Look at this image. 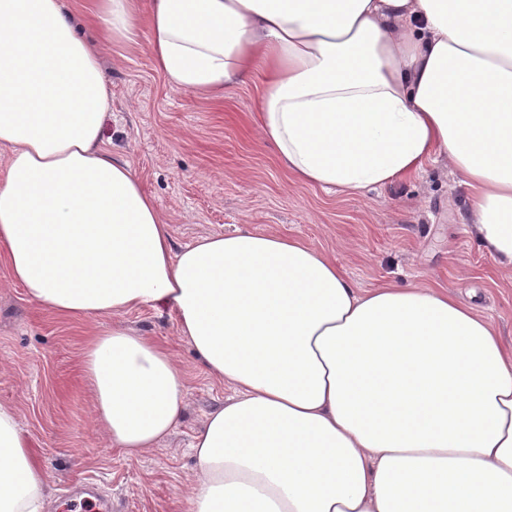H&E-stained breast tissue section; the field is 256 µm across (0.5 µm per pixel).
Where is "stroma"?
Returning a JSON list of instances; mask_svg holds the SVG:
<instances>
[{"label":"stroma","mask_w":512,"mask_h":512,"mask_svg":"<svg viewBox=\"0 0 512 512\" xmlns=\"http://www.w3.org/2000/svg\"><path fill=\"white\" fill-rule=\"evenodd\" d=\"M112 87L104 141L127 161L171 224L174 248L238 228L301 238L325 251L360 288L392 281L438 285L512 337V272L497 268L469 226L470 193L442 156L362 197L293 180L253 124L259 89L249 81L204 99L171 89L146 36L102 51ZM92 322L30 302L0 255V404L12 408L46 471L48 512H71L66 490L96 483L111 512H185L197 466L189 444L229 388L208 376L178 333L173 312L140 308L119 324L167 347L188 383L175 431L139 457L109 446L83 378Z\"/></svg>","instance_id":"35a3bbf8"}]
</instances>
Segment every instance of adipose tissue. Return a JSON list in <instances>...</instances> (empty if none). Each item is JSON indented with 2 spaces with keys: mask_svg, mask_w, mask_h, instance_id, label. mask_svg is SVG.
<instances>
[{
  "mask_svg": "<svg viewBox=\"0 0 512 512\" xmlns=\"http://www.w3.org/2000/svg\"><path fill=\"white\" fill-rule=\"evenodd\" d=\"M146 31L175 90L258 79L260 136L297 181L364 194L445 156L512 269V0H96ZM100 54L65 0H0V250L29 300L97 320L175 313L231 390L194 435L186 512H512V341L440 287H355L299 238L239 229L174 250L103 140ZM95 422L135 457L178 425L171 353L112 325L83 351ZM46 477L0 405V512Z\"/></svg>",
  "mask_w": 512,
  "mask_h": 512,
  "instance_id": "ef3b65f1",
  "label": "adipose tissue"
}]
</instances>
